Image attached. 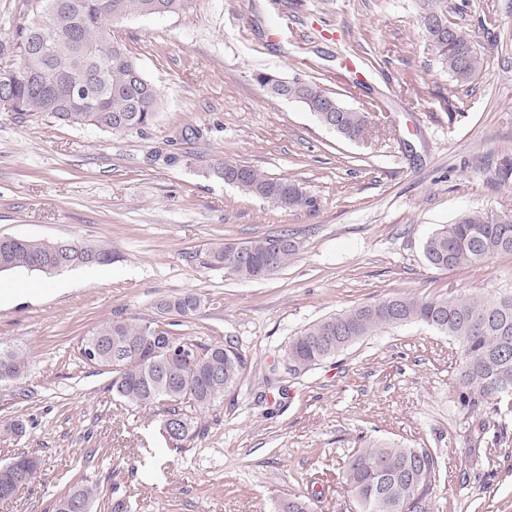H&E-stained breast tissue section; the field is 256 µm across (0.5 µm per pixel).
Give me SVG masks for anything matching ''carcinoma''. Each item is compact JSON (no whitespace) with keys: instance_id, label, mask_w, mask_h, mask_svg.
<instances>
[{"instance_id":"1","label":"carcinoma","mask_w":512,"mask_h":512,"mask_svg":"<svg viewBox=\"0 0 512 512\" xmlns=\"http://www.w3.org/2000/svg\"><path fill=\"white\" fill-rule=\"evenodd\" d=\"M194 0H20L11 34L0 40V64L13 70L8 88L21 117L41 116L68 126H92L113 134L144 133L152 125L161 95L125 44L111 38L110 23L129 15L186 13ZM423 12L449 29L422 28L423 36L448 73L460 84L475 81L483 58L465 31L448 24L445 0H423ZM290 98L303 103L319 123L337 118L335 133L349 141L362 138L366 113L330 111L336 101L309 82L289 83ZM210 173L244 194L288 208H316L293 181L266 178L244 164L220 161ZM286 232L264 235L247 243H220L208 254L209 264L244 280L270 276L280 270L296 247L280 251L276 262L267 259L273 243ZM62 242L24 239L0 240V273L17 269L53 274ZM73 253L90 255L80 265H105L108 251L69 243ZM427 262L437 268H455L484 262L497 254H512V219L491 218L481 212L462 214L429 235L423 243ZM202 306V298L184 291L156 303L160 314L189 316ZM421 323L454 339L463 351L459 372V400L471 410L490 407L506 420L512 415V291L486 297L457 298L439 295L417 298L394 294L362 303L322 318L288 341L285 358L293 371L305 372L334 357L345 347L386 328ZM190 344L196 356L163 358L167 344ZM96 344L91 363L112 370V389L129 403L146 407L162 399L173 403L166 425L168 442L177 449L192 439L194 426L183 406L207 409L233 388L245 358L228 340L203 345L174 335L156 321L112 319L98 325L82 345ZM25 358L0 347V380L25 371ZM38 460L20 453L0 466V491L14 480L32 481ZM440 471V456L431 448H411L373 440L349 457L344 482L352 506L348 512H430L431 493ZM98 486L75 484L52 504V512H94ZM277 512H311L310 498L283 499Z\"/></svg>"}]
</instances>
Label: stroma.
I'll list each match as a JSON object with an SVG mask.
<instances>
[{"label": "stroma", "mask_w": 512, "mask_h": 512, "mask_svg": "<svg viewBox=\"0 0 512 512\" xmlns=\"http://www.w3.org/2000/svg\"><path fill=\"white\" fill-rule=\"evenodd\" d=\"M483 70L461 86L421 34V0H195L180 15L113 20L161 92L144 133L113 135L0 112V236L74 241L112 262L46 276H0V345L27 368L0 380V464L37 456L36 480L0 512H48L79 479L101 512H275L290 495L347 512L342 473L373 439L441 458L431 512H512V420L506 436L458 398L460 346L420 324L382 332L294 374L288 340L309 324L404 293L494 296L512 289V255L431 267L425 239L462 213L512 215V0H447ZM260 72L318 84L369 115L347 141L301 103L271 96ZM195 128L199 138L181 133ZM230 161L286 178L317 200L283 209L208 176ZM288 231L297 253L242 281L210 266L220 243ZM191 290L189 317L158 299ZM163 319L176 335L233 341L238 385L200 432L169 447L166 405H129L109 369L80 354L100 323ZM26 424L22 434L8 428Z\"/></svg>", "instance_id": "1"}]
</instances>
